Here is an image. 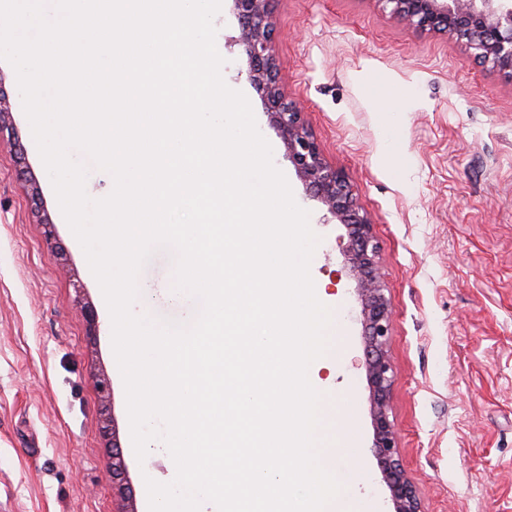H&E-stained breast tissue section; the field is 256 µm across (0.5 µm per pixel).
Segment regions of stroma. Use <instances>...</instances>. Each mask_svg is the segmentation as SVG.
Here are the masks:
<instances>
[{
	"label": "stroma",
	"instance_id": "35a3bbf8",
	"mask_svg": "<svg viewBox=\"0 0 512 512\" xmlns=\"http://www.w3.org/2000/svg\"><path fill=\"white\" fill-rule=\"evenodd\" d=\"M273 9L281 80L375 222L394 311L392 416L423 512H512V75L455 36L400 24L379 0ZM214 23L223 77L248 98L320 239L310 273L332 311V346L311 379L319 434L336 450L337 499L346 512H387L347 231L325 223L246 78L232 0ZM0 90L10 113L0 129V512H148L144 480L172 481L170 458L154 447L136 459L110 316L3 60ZM173 271L171 250L156 249L139 288L155 296L152 316L186 324L199 304L169 302Z\"/></svg>",
	"mask_w": 512,
	"mask_h": 512
}]
</instances>
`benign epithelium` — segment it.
I'll return each mask as SVG.
<instances>
[{
  "label": "benign epithelium",
  "mask_w": 512,
  "mask_h": 512,
  "mask_svg": "<svg viewBox=\"0 0 512 512\" xmlns=\"http://www.w3.org/2000/svg\"><path fill=\"white\" fill-rule=\"evenodd\" d=\"M240 27L234 42L248 60L247 79L259 91L288 159L310 197L336 224L349 229L347 263L360 304L365 336V375L373 448L388 491L390 512H422L413 482L399 458L398 433L389 413L396 380L387 346L393 311L380 270L378 243L368 212L357 202L346 174L324 155L298 101L288 97L274 47L271 0H233ZM398 21L449 33L465 41L482 61L512 72V0H379Z\"/></svg>",
  "instance_id": "benign-epithelium-1"
}]
</instances>
